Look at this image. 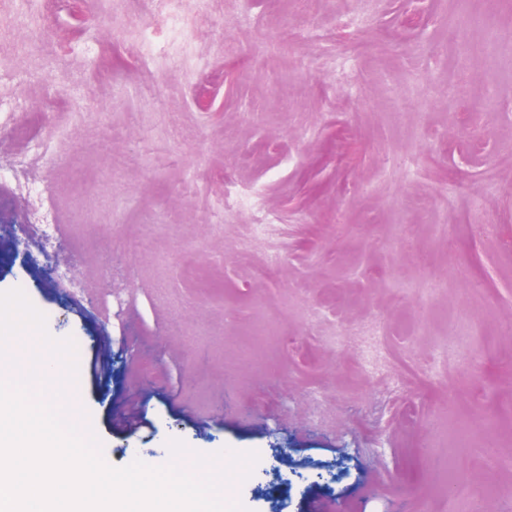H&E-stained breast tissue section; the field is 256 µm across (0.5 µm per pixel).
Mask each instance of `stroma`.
Instances as JSON below:
<instances>
[{
	"label": "stroma",
	"instance_id": "stroma-1",
	"mask_svg": "<svg viewBox=\"0 0 512 512\" xmlns=\"http://www.w3.org/2000/svg\"><path fill=\"white\" fill-rule=\"evenodd\" d=\"M176 7L182 47L151 0H0V291L74 338L106 462L512 506V0Z\"/></svg>",
	"mask_w": 512,
	"mask_h": 512
}]
</instances>
